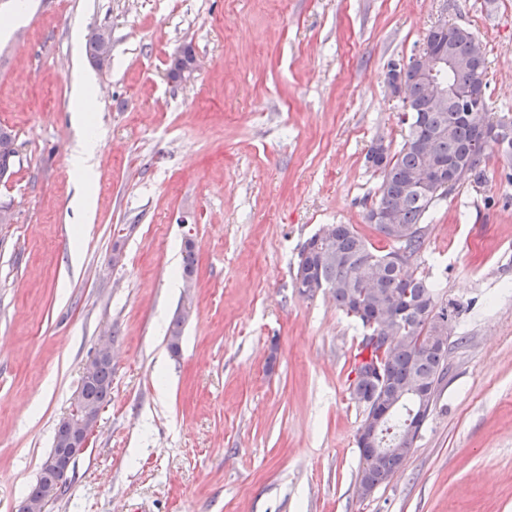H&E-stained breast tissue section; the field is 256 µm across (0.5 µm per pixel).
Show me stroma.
<instances>
[{
    "instance_id": "1",
    "label": "stroma",
    "mask_w": 512,
    "mask_h": 512,
    "mask_svg": "<svg viewBox=\"0 0 512 512\" xmlns=\"http://www.w3.org/2000/svg\"><path fill=\"white\" fill-rule=\"evenodd\" d=\"M0 512H18L99 339L112 399L48 512H512V160L438 200L412 267L458 306L448 376L403 468L355 491L361 326L293 286L326 224L366 221L378 140L398 148L389 61L469 29L512 113V0H0ZM112 31V61L88 41ZM191 48L190 82L169 65ZM97 106L71 112L75 78ZM96 142L81 216L70 159ZM196 272L182 276L185 242ZM124 259L112 263L113 246ZM179 353L169 329L183 304ZM16 154L15 134L11 129L0 126V179L10 173Z\"/></svg>"
}]
</instances>
